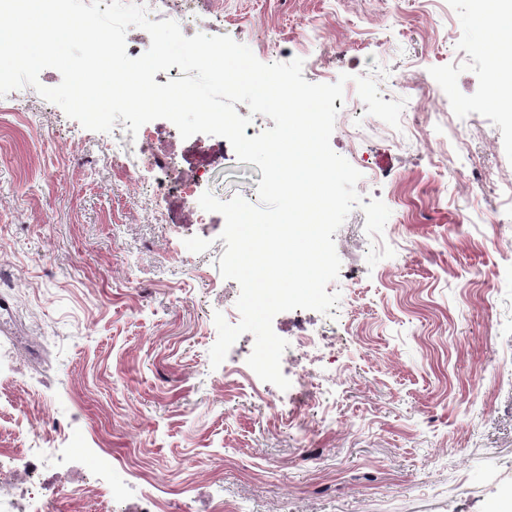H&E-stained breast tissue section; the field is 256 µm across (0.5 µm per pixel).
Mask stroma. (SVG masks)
<instances>
[{
    "label": "stroma",
    "instance_id": "1",
    "mask_svg": "<svg viewBox=\"0 0 512 512\" xmlns=\"http://www.w3.org/2000/svg\"><path fill=\"white\" fill-rule=\"evenodd\" d=\"M185 36L227 35L264 63H315L329 82L373 66L399 128L338 115L332 149L363 153L357 191L390 209L369 238L354 208L334 235L343 274L307 362L291 321L282 418L248 366L254 337L212 367L223 278L221 214L184 222L152 199L112 136L36 96L0 112V448L21 423L68 438L50 486L75 487L88 454L129 455L170 487L165 512H497L512 499V113L461 111L493 82L496 16L474 0H195ZM460 130L466 146L449 153ZM260 169L227 151L203 192L259 204ZM306 383H299L302 370Z\"/></svg>",
    "mask_w": 512,
    "mask_h": 512
}]
</instances>
